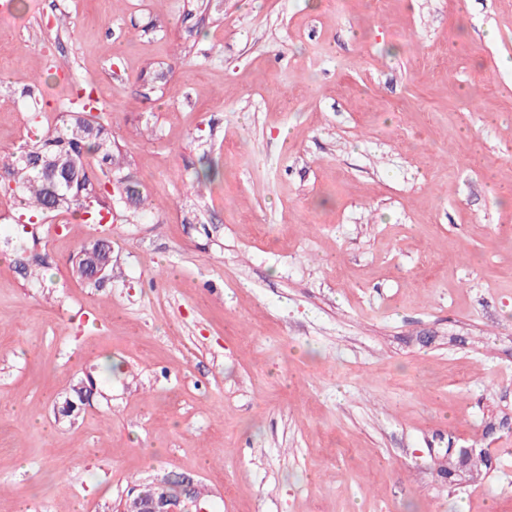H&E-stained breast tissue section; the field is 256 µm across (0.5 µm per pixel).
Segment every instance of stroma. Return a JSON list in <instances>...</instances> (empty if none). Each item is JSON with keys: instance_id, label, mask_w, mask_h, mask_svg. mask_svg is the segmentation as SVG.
Masks as SVG:
<instances>
[{"instance_id": "obj_1", "label": "stroma", "mask_w": 512, "mask_h": 512, "mask_svg": "<svg viewBox=\"0 0 512 512\" xmlns=\"http://www.w3.org/2000/svg\"><path fill=\"white\" fill-rule=\"evenodd\" d=\"M85 86L140 198L0 190V512H512V0H24L0 166ZM85 253L89 257L86 267H89L91 270V274L88 277L90 279L98 280L97 278H100L111 261L108 245L106 242L98 238L95 240L92 247L87 249ZM453 453L452 450L448 453V478L455 477L456 479L453 482H456V484H462L466 481L471 469L485 458L486 460L479 467L477 466L474 471L479 475L483 468L488 470L491 467V459L486 456L484 450L476 452L474 449L460 448L457 453ZM158 490L127 497L120 512H203L198 495V484L188 477H166L155 481ZM182 505V507H181Z\"/></svg>"}]
</instances>
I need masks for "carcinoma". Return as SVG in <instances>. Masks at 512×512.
Returning <instances> with one entry per match:
<instances>
[{"instance_id":"obj_1","label":"carcinoma","mask_w":512,"mask_h":512,"mask_svg":"<svg viewBox=\"0 0 512 512\" xmlns=\"http://www.w3.org/2000/svg\"><path fill=\"white\" fill-rule=\"evenodd\" d=\"M22 155L25 159L0 168V180L14 183L17 197L41 213L58 210L88 214L91 203L103 191L105 183L113 186V194L121 200H129L136 194V190L124 180H112L115 158L107 123L102 116L85 119L72 114L63 127L47 132L27 146ZM41 156L62 157L70 161L82 176V181L63 189V199L58 203L50 193L42 166L37 164V158ZM95 170L103 174L105 183L94 182L92 173Z\"/></svg>"}]
</instances>
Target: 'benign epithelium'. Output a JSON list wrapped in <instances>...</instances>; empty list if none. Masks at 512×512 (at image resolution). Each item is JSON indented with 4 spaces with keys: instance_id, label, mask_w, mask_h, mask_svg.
Returning <instances> with one entry per match:
<instances>
[{
    "instance_id": "benign-epithelium-1",
    "label": "benign epithelium",
    "mask_w": 512,
    "mask_h": 512,
    "mask_svg": "<svg viewBox=\"0 0 512 512\" xmlns=\"http://www.w3.org/2000/svg\"><path fill=\"white\" fill-rule=\"evenodd\" d=\"M89 278L97 279L111 261L110 250L106 242L96 239L92 247L86 250ZM486 458V452L461 448L455 454L448 453V476L455 478L458 484L466 481L471 469ZM157 490L152 493H138L127 497L120 512H203L200 507L198 484L188 477L172 479L166 477L155 481Z\"/></svg>"
}]
</instances>
